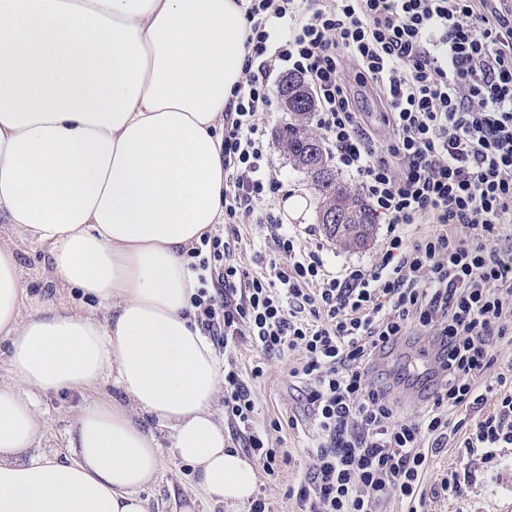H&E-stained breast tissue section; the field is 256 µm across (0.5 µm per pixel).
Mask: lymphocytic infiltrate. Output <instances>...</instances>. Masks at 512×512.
Returning a JSON list of instances; mask_svg holds the SVG:
<instances>
[{"label": "lymphocytic infiltrate", "instance_id": "f902f5d3", "mask_svg": "<svg viewBox=\"0 0 512 512\" xmlns=\"http://www.w3.org/2000/svg\"><path fill=\"white\" fill-rule=\"evenodd\" d=\"M245 18L222 131L224 221L187 253L195 321L224 351V411L274 474L251 382L264 359L293 356L309 419V466L288 490L296 512H424L425 477L450 440L471 465L512 447V358L498 354L512 348V0H250ZM281 72L308 81L337 168L387 222L373 263L330 271L265 205L283 187L260 126ZM357 85L376 93L381 129ZM244 224L265 226L277 253L256 272L236 258ZM416 335L429 377L380 376ZM246 343L262 361H239ZM404 382L421 385L410 417L392 396ZM491 399L459 437L451 414Z\"/></svg>", "mask_w": 512, "mask_h": 512}]
</instances>
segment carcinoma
<instances>
[{
    "label": "carcinoma",
    "mask_w": 512,
    "mask_h": 512,
    "mask_svg": "<svg viewBox=\"0 0 512 512\" xmlns=\"http://www.w3.org/2000/svg\"><path fill=\"white\" fill-rule=\"evenodd\" d=\"M306 81L290 76L279 85L288 99V111L294 114L280 137L282 147L294 165L311 177L320 193L319 223L325 233L346 248L367 245L377 224V216L367 203L345 183L328 163L322 138L307 128L314 104Z\"/></svg>",
    "instance_id": "obj_1"
}]
</instances>
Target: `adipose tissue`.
Wrapping results in <instances>:
<instances>
[{
    "label": "adipose tissue",
    "mask_w": 512,
    "mask_h": 512,
    "mask_svg": "<svg viewBox=\"0 0 512 512\" xmlns=\"http://www.w3.org/2000/svg\"><path fill=\"white\" fill-rule=\"evenodd\" d=\"M245 0H0V222L49 249L54 277L111 310L19 315L0 244V512H149L168 430L212 497L250 502L257 472L215 409L211 340L195 326L187 251L224 221L218 125L250 33ZM128 403L87 404L73 457L27 456L35 396L106 372Z\"/></svg>",
    "instance_id": "1"
}]
</instances>
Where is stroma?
<instances>
[{
	"label": "stroma",
	"instance_id": "1",
	"mask_svg": "<svg viewBox=\"0 0 512 512\" xmlns=\"http://www.w3.org/2000/svg\"><path fill=\"white\" fill-rule=\"evenodd\" d=\"M291 121V113L281 106L275 107L271 115L263 117L262 129L269 144V157L282 176L285 190H302L312 195L316 189L310 178L294 166L279 141L280 131ZM290 228L298 235L303 248H322L326 262L334 269L374 261L386 233L385 224H377L366 247L344 248L326 235L318 222V211L314 208L305 218L291 222ZM4 242L12 243L15 247L22 270L24 293L21 315H30L38 305L44 303L74 313L93 314L102 323L107 321V312L99 308L95 300L85 297L78 289L64 287L53 277L46 247L20 239L12 233L10 225L0 223V243ZM253 390L260 404L259 419L264 424L286 419L302 411L294 399L295 392L288 377L286 362L271 361L264 377L254 381ZM122 397V391L109 376L84 392L39 394L36 412L41 431L33 448L34 454L60 459L69 457L67 438L85 404L97 398L119 400ZM155 434L166 451L157 481L142 492L143 498L149 503V512H248V505L210 499L199 485L196 468L168 453V431L159 428ZM268 443L278 448L280 453L288 454L289 460L281 464L278 475L259 473L257 492L272 503L275 512H294L295 504L288 499L287 493L289 487L297 484L309 464L304 452L306 438L304 434L285 427L270 432ZM464 454V449L448 445L437 454L427 475L428 485L436 487L451 471L465 472L466 477L461 481L462 502H455L443 495L430 496L426 499L425 512H455L460 505L464 506L466 512H512V448L504 456L469 472L464 469Z\"/></svg>",
	"mask_w": 512,
	"mask_h": 512
}]
</instances>
